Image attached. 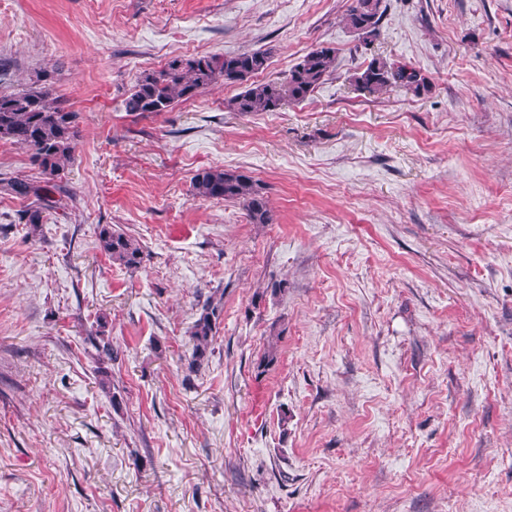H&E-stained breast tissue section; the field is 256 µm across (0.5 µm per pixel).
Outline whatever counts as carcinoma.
I'll use <instances>...</instances> for the list:
<instances>
[{"label": "carcinoma", "mask_w": 512, "mask_h": 512, "mask_svg": "<svg viewBox=\"0 0 512 512\" xmlns=\"http://www.w3.org/2000/svg\"><path fill=\"white\" fill-rule=\"evenodd\" d=\"M383 0H353L343 16L344 24L364 41L376 36L384 16ZM265 51H243L224 55H204L174 59L166 66L142 73L125 99V110L132 114H159L179 100L193 98L199 89L223 81L241 85L243 90L226 102L234 112H274L285 101L307 100L317 87L336 71L335 50L319 46L308 52L283 80L258 81L268 67ZM353 84L371 94H381L401 86L421 95L428 83L406 64H389L374 59L352 76ZM80 137L78 113L67 100L51 89L50 75L39 70L26 87L0 92V141L27 150L41 180L0 179V193L28 201L20 213L22 222L35 228L44 213L61 204L52 195L61 191L58 183L64 163L70 161ZM195 194L207 199L235 202L251 224H271L273 214L264 187L249 175L232 169H203L192 178ZM101 250L112 262L130 270L144 259L142 245L131 235L105 224L99 231ZM224 315V300L210 294L201 304L189 335L192 343L188 368L199 371L208 361L213 341Z\"/></svg>", "instance_id": "cac0c4a2"}]
</instances>
